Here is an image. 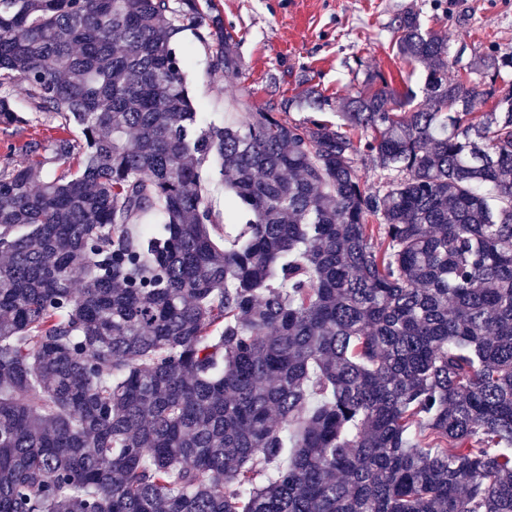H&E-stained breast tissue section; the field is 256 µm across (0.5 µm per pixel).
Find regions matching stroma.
Returning a JSON list of instances; mask_svg holds the SVG:
<instances>
[{
  "mask_svg": "<svg viewBox=\"0 0 512 512\" xmlns=\"http://www.w3.org/2000/svg\"><path fill=\"white\" fill-rule=\"evenodd\" d=\"M211 6L236 40L239 74L213 69L215 43L199 39L192 27L182 29L176 44L188 56L186 79L198 112L218 122L280 110L310 86L328 97L331 120L369 73L422 102L424 69L397 56L389 28L409 8L447 40L449 72L493 49L512 53V0H211ZM0 96L28 119L18 129L0 128V160L39 164L23 146L65 136L61 120L38 111L20 82L0 85Z\"/></svg>",
  "mask_w": 512,
  "mask_h": 512,
  "instance_id": "obj_1",
  "label": "stroma"
}]
</instances>
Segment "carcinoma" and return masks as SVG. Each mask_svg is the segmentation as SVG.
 Segmentation results:
<instances>
[{"label":"carcinoma","instance_id":"obj_1","mask_svg":"<svg viewBox=\"0 0 512 512\" xmlns=\"http://www.w3.org/2000/svg\"><path fill=\"white\" fill-rule=\"evenodd\" d=\"M187 25L240 70L201 0H0V85L80 156L0 164V512H512V54L451 80L408 9L423 103L202 127Z\"/></svg>","mask_w":512,"mask_h":512}]
</instances>
